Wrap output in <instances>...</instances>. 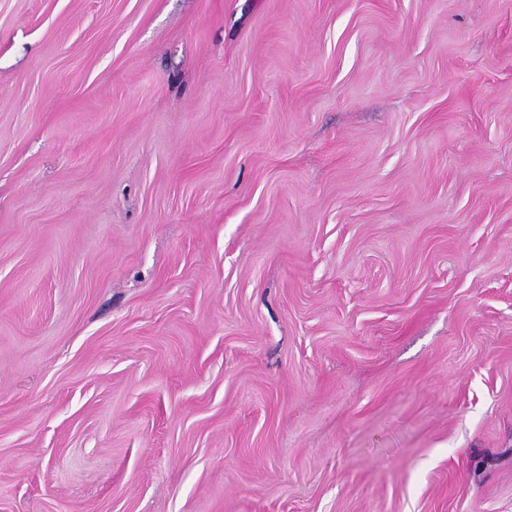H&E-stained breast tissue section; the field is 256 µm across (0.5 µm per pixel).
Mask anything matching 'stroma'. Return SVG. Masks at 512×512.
<instances>
[{
  "label": "stroma",
  "instance_id": "obj_1",
  "mask_svg": "<svg viewBox=\"0 0 512 512\" xmlns=\"http://www.w3.org/2000/svg\"><path fill=\"white\" fill-rule=\"evenodd\" d=\"M0 512H512V0H0Z\"/></svg>",
  "mask_w": 512,
  "mask_h": 512
}]
</instances>
